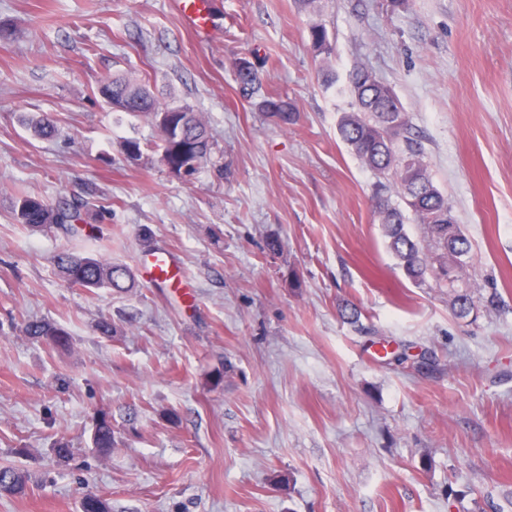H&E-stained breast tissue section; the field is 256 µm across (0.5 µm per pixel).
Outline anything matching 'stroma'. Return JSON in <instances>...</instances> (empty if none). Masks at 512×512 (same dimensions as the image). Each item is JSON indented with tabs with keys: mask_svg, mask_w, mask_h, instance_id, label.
I'll return each mask as SVG.
<instances>
[{
	"mask_svg": "<svg viewBox=\"0 0 512 512\" xmlns=\"http://www.w3.org/2000/svg\"><path fill=\"white\" fill-rule=\"evenodd\" d=\"M215 2L202 39L173 0H0V467L29 479L0 512H84L91 492L109 512H512V0H320L323 63L296 0ZM253 55L296 124L240 98L232 62ZM360 66L396 93L471 241L475 317L387 248L375 177L337 133ZM116 74L204 114L217 147L194 179L154 151L127 160L124 140L159 133L100 95ZM19 188L105 206L101 236L13 223ZM63 250L127 265L135 288L69 286ZM151 250L188 287L147 282ZM30 319L70 348L30 339ZM309 39L311 50L316 57L323 56L327 58L333 53L334 47L328 30L321 21L311 19L309 23ZM25 330L34 339H46L61 347L69 344L68 333L45 320H29ZM92 444L96 451L101 455H108L115 447L114 431L112 421L106 417H100L94 426L92 434Z\"/></svg>",
	"mask_w": 512,
	"mask_h": 512,
	"instance_id": "35a3bbf8",
	"label": "stroma"
}]
</instances>
